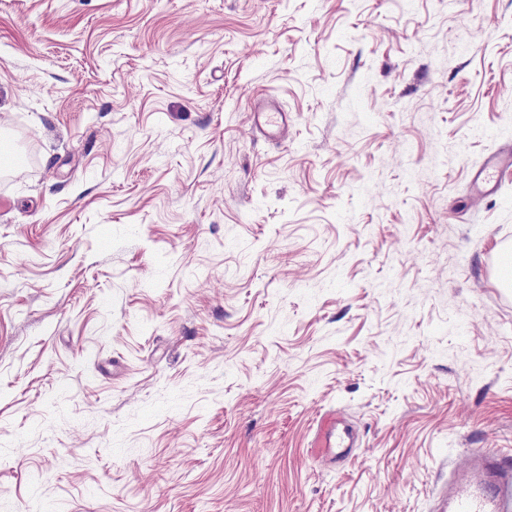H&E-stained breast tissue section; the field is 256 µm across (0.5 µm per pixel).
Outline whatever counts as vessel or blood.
<instances>
[{"mask_svg": "<svg viewBox=\"0 0 512 512\" xmlns=\"http://www.w3.org/2000/svg\"><path fill=\"white\" fill-rule=\"evenodd\" d=\"M255 118L263 131L275 134L286 115L268 100L257 107ZM352 442L343 416L331 410L319 418L310 448L313 455L328 457L342 454ZM471 457L470 467L455 475L439 494L436 512H512V456L476 450Z\"/></svg>", "mask_w": 512, "mask_h": 512, "instance_id": "1", "label": "vessel or blood"}]
</instances>
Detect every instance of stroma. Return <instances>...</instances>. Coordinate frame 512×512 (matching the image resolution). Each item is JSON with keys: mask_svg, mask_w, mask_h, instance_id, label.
Instances as JSON below:
<instances>
[{"mask_svg": "<svg viewBox=\"0 0 512 512\" xmlns=\"http://www.w3.org/2000/svg\"><path fill=\"white\" fill-rule=\"evenodd\" d=\"M3 137L0 512H433L512 451V0H0ZM255 112L256 125L269 135L278 133L280 126L287 119L285 113L281 112L278 105L272 100L260 104ZM353 442V434L343 416L331 410L318 420L310 448L316 457H328L342 454Z\"/></svg>", "mask_w": 512, "mask_h": 512, "instance_id": "stroma-1", "label": "stroma"}]
</instances>
